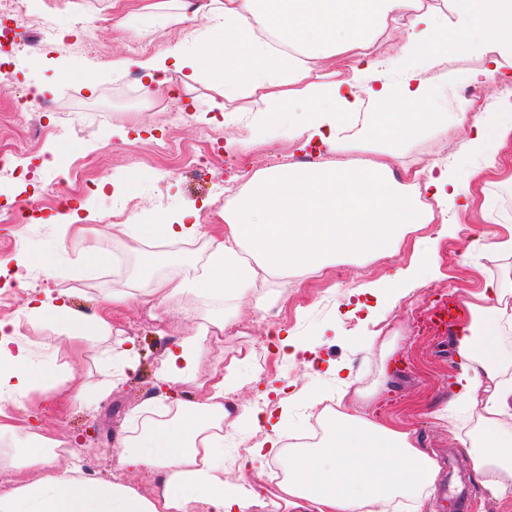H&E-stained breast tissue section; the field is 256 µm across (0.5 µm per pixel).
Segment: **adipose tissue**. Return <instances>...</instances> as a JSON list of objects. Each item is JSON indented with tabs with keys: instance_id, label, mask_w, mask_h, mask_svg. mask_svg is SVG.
Returning <instances> with one entry per match:
<instances>
[{
	"instance_id": "1",
	"label": "adipose tissue",
	"mask_w": 512,
	"mask_h": 512,
	"mask_svg": "<svg viewBox=\"0 0 512 512\" xmlns=\"http://www.w3.org/2000/svg\"><path fill=\"white\" fill-rule=\"evenodd\" d=\"M168 23L207 21L193 45L178 43L160 58L136 60L147 85L159 75L192 69L216 93L214 110L228 111L238 98L269 107L239 142H268V127L287 128L301 146L336 152L333 161L277 165L256 172L219 212L224 237L212 240L204 267L163 251L166 243H191L201 234L198 210L161 215L149 224H116L113 234L149 266L171 265L173 274L152 280L146 295L163 301L184 295L220 299L247 292L260 276L276 272L315 275L339 254L394 255L403 229L435 223L448 212L465 215L473 200L467 181L495 167L512 140V99L481 104L464 100L449 111L448 87L432 70L449 48L480 55L472 84L495 76L512 81V0H180ZM404 23L405 37L394 64L373 58L376 35ZM296 111L284 110V103ZM466 128V153L477 158L466 176L435 164L398 181L391 162L403 143L429 130ZM383 140L378 158L361 163L339 157L347 144ZM111 251L101 241L86 245L78 264L47 265L45 278H81L109 266ZM472 323L462 327L453 352L459 400L476 409L486 432L477 463L500 472L492 486L512 490V439L498 431L512 419V376L502 367V330L512 327V298L498 281L486 280L467 301ZM60 324L68 340L91 343L107 335V323L73 310L65 299L27 297L19 317L0 322V396L27 398L66 384L71 404L90 402L72 372L36 361L21 332L24 323ZM206 336L184 337L168 350L160 376L181 383L201 356ZM246 361L231 358L221 376L200 384L198 398L180 401L166 420L144 418L140 430L118 442L122 469L159 470L153 497L133 486L52 471L29 480L14 469L12 488L0 495V512H247L257 494L224 477V426L264 430L262 443L241 458L248 468L293 437L287 409L273 413L240 406L232 391ZM327 435L313 448L290 453L287 479L275 507L284 512H390L395 499L423 505L439 466L415 444L409 430L345 411L325 419Z\"/></svg>"
}]
</instances>
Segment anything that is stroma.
I'll use <instances>...</instances> for the list:
<instances>
[{
  "label": "stroma",
  "mask_w": 512,
  "mask_h": 512,
  "mask_svg": "<svg viewBox=\"0 0 512 512\" xmlns=\"http://www.w3.org/2000/svg\"><path fill=\"white\" fill-rule=\"evenodd\" d=\"M25 2L29 21L11 46L17 62L11 78L0 79V144L20 143L22 172L0 176V205L35 202L40 212L28 224H0V264L14 269L16 256L26 252L36 255L37 262L23 270V285L0 287V320L17 317L26 293L50 286L66 291L68 304L77 312L94 315L110 308V332L98 342L77 345L65 339L60 327L37 321L26 324L24 334L29 340L48 339L58 347L50 357L37 353V360L73 371L99 398L79 408L67 404L61 393L47 390L34 393L24 404L7 402L0 408L16 419H29L53 445L69 447V454L57 460L58 468L90 462L98 477L150 494L156 473L118 469L117 442L130 434L140 407L158 386L159 363L167 347L194 334L208 310L220 309L227 319L224 336L207 344L192 371V381L178 388L182 397L195 396L196 383L223 371L226 359L240 347H255L279 328L290 331L295 343L317 350L318 368L274 354L267 369L252 366L244 371L236 399L252 406L264 401L267 389L293 387L298 396L290 404L289 421L305 430L317 416L306 395L335 394L336 383L326 369L331 364L346 366L361 390L360 396L348 398L357 415L403 422L418 446L436 461L454 456L458 470L472 482L467 512H512V494L494 495L492 474L475 464V446L482 438L470 408L454 400L459 366L452 346L425 330L420 320L442 297L470 300L485 279L499 280L512 289V257L486 248L505 229L487 221L479 204L480 198H492L503 213L512 216V144L503 150L498 167L473 186L476 202L465 223L410 229L394 256L340 259L323 276L301 282L292 277L272 279L259 285L254 295L221 300L187 296L158 309L140 299L112 307L108 299L113 289L140 281L141 275L136 256L112 239L113 194L99 190L100 182L124 178L119 193L125 211L138 218L188 206L199 209L204 238L190 249L173 244L169 250L186 253L201 264L209 252L205 237L217 230L210 222L209 203L226 201L222 187L230 174H237L243 184L247 172L326 160L330 154L300 149L279 129L269 146L225 152L227 139L244 135L243 120L258 110V103L243 97L235 103V116L213 118L209 89L202 78L185 74L176 78L184 116L171 124L164 87L145 93L131 62L189 39V30L170 27L139 34L114 27L118 19L138 13L148 0ZM48 25L58 30L56 39L45 38ZM91 71L98 81L93 93L85 87ZM33 82L44 87L40 97L45 107L14 116L12 101ZM465 136L461 128L410 140L395 167L422 169L441 159L460 161ZM162 141L168 145L163 152L157 149ZM201 155L208 161L204 178L195 173ZM77 168L87 181L83 190L66 188L44 196L46 185L67 184ZM82 202L93 214L88 232L70 240L66 251H57V215ZM97 233L121 256L120 265L81 280L44 278L42 263H75ZM428 252L435 258L422 274L396 285L389 283L390 274L409 268ZM259 294L269 302L268 311L256 309ZM378 334L383 342H375ZM129 346L137 353L135 368L123 375L111 356ZM444 408L449 411L447 419L436 420L435 411Z\"/></svg>",
  "instance_id": "obj_1"
}]
</instances>
